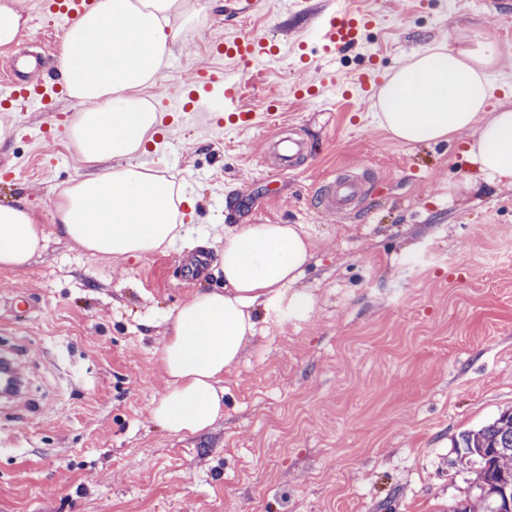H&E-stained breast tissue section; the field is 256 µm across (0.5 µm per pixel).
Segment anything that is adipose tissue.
<instances>
[{
	"label": "adipose tissue",
	"mask_w": 512,
	"mask_h": 512,
	"mask_svg": "<svg viewBox=\"0 0 512 512\" xmlns=\"http://www.w3.org/2000/svg\"><path fill=\"white\" fill-rule=\"evenodd\" d=\"M184 0H96L64 32L54 69L80 110L72 146L90 169L53 202L58 232L101 256L141 257L180 239L181 206L193 197L174 178L136 159L161 117L141 91L155 84L181 39ZM496 45L430 47L415 53L381 86L377 119L406 143L474 137L465 157L489 180L512 185V99L494 101ZM37 217L22 201L0 205V267H25L42 249ZM312 257L294 224H241L224 233V288L195 293L171 320L160 352L168 386L151 409L161 428L183 436L209 428L224 412L221 379L256 333L253 313L289 296L296 312L314 307L311 295L288 294Z\"/></svg>",
	"instance_id": "1"
}]
</instances>
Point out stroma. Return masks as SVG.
<instances>
[{
	"label": "stroma",
	"instance_id": "35a3bbf8",
	"mask_svg": "<svg viewBox=\"0 0 512 512\" xmlns=\"http://www.w3.org/2000/svg\"><path fill=\"white\" fill-rule=\"evenodd\" d=\"M272 0L245 28L293 40L311 16ZM375 11L358 45L336 56L352 81L378 52L390 75L435 45L486 41L500 50L495 84L512 86V16L496 0H334ZM40 0H16L26 20L10 55L32 52L54 28ZM204 9L156 84L197 71L233 70L244 102L262 112L281 101L285 123L313 146L303 170L262 160L267 129L201 136L171 114L181 150H157L152 168L191 191L186 237L203 242L204 275L188 280L181 244L135 258L93 256L59 235L52 201L87 169L68 133L77 104L44 113L0 111L12 125L0 144V203L25 199L44 248L20 269L0 268V355L18 362L23 400L0 398V512H448L474 495L472 477L449 464L453 440L512 408V187L479 177L452 143L406 144L376 118V97L292 96L323 68L292 56L258 70L213 55L226 36L227 0ZM48 133L30 137L29 129ZM368 171L363 206L337 218L310 196L328 172ZM475 178L476 187L460 190ZM298 224L313 257L295 285L314 308L280 301L256 315L257 337L224 375V412L184 437L150 410L167 387L159 360L170 319L202 288L220 289L225 228Z\"/></svg>",
	"mask_w": 512,
	"mask_h": 512
}]
</instances>
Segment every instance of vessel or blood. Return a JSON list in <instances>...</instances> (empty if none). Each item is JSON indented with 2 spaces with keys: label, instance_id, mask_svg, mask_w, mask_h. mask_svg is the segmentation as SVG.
Segmentation results:
<instances>
[{
  "label": "vessel or blood",
  "instance_id": "obj_1",
  "mask_svg": "<svg viewBox=\"0 0 512 512\" xmlns=\"http://www.w3.org/2000/svg\"><path fill=\"white\" fill-rule=\"evenodd\" d=\"M95 0H42L45 14L52 17L59 26L66 27L89 11ZM238 7L226 19L231 34L219 42L218 51L225 59L248 63H270L277 61L288 50L287 44L244 31L240 22L256 14L270 13V0H236ZM290 12L313 14L311 30L323 53L334 56L341 50L354 46L360 39L361 29L369 20L368 14L350 9L327 7L313 11L309 0H290ZM38 62L25 58L0 60V104L19 103L41 112L51 109L59 90L35 82ZM195 100L185 98L184 86L168 88L160 97L165 111L179 112L192 116L205 130L217 129V116H224L230 128L262 125L271 128L272 134L266 141V154L274 156L285 169L294 171L303 166L311 148L300 136L279 137L283 123L276 104H269L267 111L251 112L242 105L241 84L236 80L218 78L211 74L199 75L195 80ZM366 190L362 180L354 173H336L324 179L311 196L313 207L325 214L345 216L357 209L365 200Z\"/></svg>",
  "mask_w": 512,
  "mask_h": 512
}]
</instances>
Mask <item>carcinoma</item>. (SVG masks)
I'll return each instance as SVG.
<instances>
[{"instance_id": "obj_1", "label": "carcinoma", "mask_w": 512, "mask_h": 512, "mask_svg": "<svg viewBox=\"0 0 512 512\" xmlns=\"http://www.w3.org/2000/svg\"><path fill=\"white\" fill-rule=\"evenodd\" d=\"M453 445L456 463L474 475L477 494L449 512H500V494H512V410L477 429L459 432Z\"/></svg>"}]
</instances>
